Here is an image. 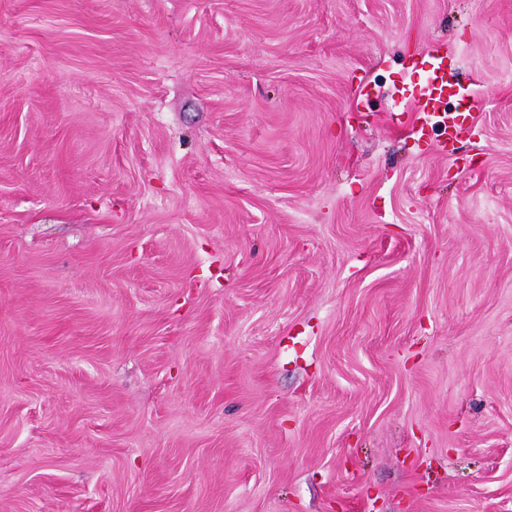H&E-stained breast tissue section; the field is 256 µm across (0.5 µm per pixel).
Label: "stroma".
<instances>
[{
    "mask_svg": "<svg viewBox=\"0 0 512 512\" xmlns=\"http://www.w3.org/2000/svg\"><path fill=\"white\" fill-rule=\"evenodd\" d=\"M0 512H512V0H0ZM430 59L431 61H427L422 58L416 64L417 67L419 65L423 67L424 65L429 64L434 75L432 87L429 88L428 92H421L422 95L426 96V100L424 104V112L420 113L419 120L421 123L415 130V133H420L421 136L425 135V128L427 126L428 120L433 115V113L437 112L435 105L437 102V97L435 96V93L439 92L438 95H441V93H443L445 88L448 86V64L446 62L447 55L444 54L441 49L433 48L430 52Z\"/></svg>",
    "mask_w": 512,
    "mask_h": 512,
    "instance_id": "1",
    "label": "stroma"
}]
</instances>
